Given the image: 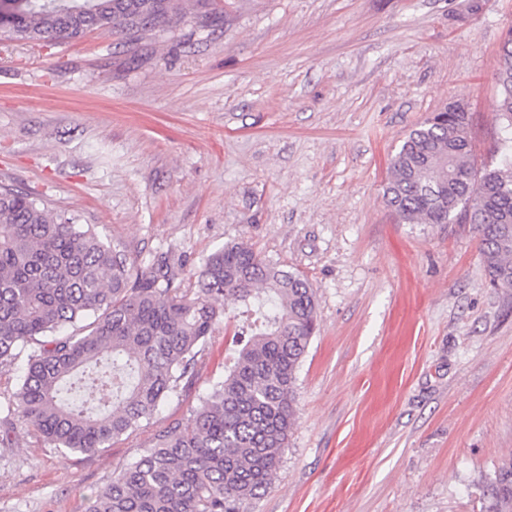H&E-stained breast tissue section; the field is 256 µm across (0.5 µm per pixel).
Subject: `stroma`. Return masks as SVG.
Segmentation results:
<instances>
[{
  "label": "stroma",
  "instance_id": "1",
  "mask_svg": "<svg viewBox=\"0 0 512 512\" xmlns=\"http://www.w3.org/2000/svg\"><path fill=\"white\" fill-rule=\"evenodd\" d=\"M167 38L0 43V185L79 216L177 284L245 242L317 290L298 420L247 512H484L512 457V291L470 224H405L392 154L430 112L470 114L496 166L512 0H187ZM216 325L191 383L94 454L0 447V512H87L113 469L223 380Z\"/></svg>",
  "mask_w": 512,
  "mask_h": 512
}]
</instances>
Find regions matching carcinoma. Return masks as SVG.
Wrapping results in <instances>:
<instances>
[{
  "label": "carcinoma",
  "mask_w": 512,
  "mask_h": 512,
  "mask_svg": "<svg viewBox=\"0 0 512 512\" xmlns=\"http://www.w3.org/2000/svg\"><path fill=\"white\" fill-rule=\"evenodd\" d=\"M0 40L50 42L120 27L169 33L173 0H11ZM503 158L478 170L460 104L431 113L389 160L384 196L408 224L474 225L490 283L512 288V28L499 52ZM193 286L166 261L142 266L91 224L0 186V364L27 353L3 436L39 432L63 454H94L150 419L232 305L233 364L186 421L121 466L88 512H245L263 494L296 422L297 371L318 330L317 293L244 242L211 253ZM486 512H512V458L483 485Z\"/></svg>",
  "instance_id": "cac0c4a2"
}]
</instances>
